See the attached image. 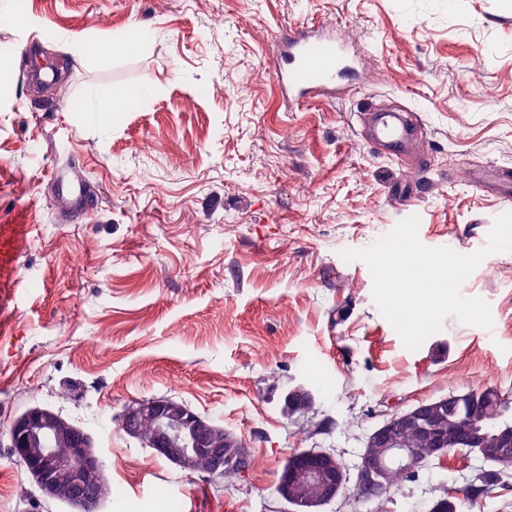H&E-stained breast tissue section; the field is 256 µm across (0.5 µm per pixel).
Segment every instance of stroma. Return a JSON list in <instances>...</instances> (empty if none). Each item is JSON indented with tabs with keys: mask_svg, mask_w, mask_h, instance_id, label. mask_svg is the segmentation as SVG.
Returning <instances> with one entry per match:
<instances>
[{
	"mask_svg": "<svg viewBox=\"0 0 512 512\" xmlns=\"http://www.w3.org/2000/svg\"><path fill=\"white\" fill-rule=\"evenodd\" d=\"M296 25L346 45L353 71L334 96L295 104L276 84L277 39ZM82 37L126 45L88 62ZM1 46L0 512H72L10 454L13 420L36 405L91 436L111 488L94 512H289L276 488L295 450L352 469L389 414L512 393V251L460 288L489 303L492 329L450 317L414 351L375 305L368 266L341 256L411 216L424 246L468 255L512 211L503 0H0ZM144 84L138 106L93 112L100 94ZM368 104L407 112L405 159L370 139ZM56 167L90 188L81 212L59 201ZM297 384L328 431L304 438L283 415ZM153 397L245 439L251 467L221 482L142 447L119 417ZM487 468L449 454L385 510L427 512Z\"/></svg>",
	"mask_w": 512,
	"mask_h": 512,
	"instance_id": "obj_1",
	"label": "stroma"
}]
</instances>
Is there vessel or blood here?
<instances>
[{
  "mask_svg": "<svg viewBox=\"0 0 512 512\" xmlns=\"http://www.w3.org/2000/svg\"><path fill=\"white\" fill-rule=\"evenodd\" d=\"M281 64L274 79L290 100L303 101L328 92L351 65L344 47L329 35L297 27L279 40Z\"/></svg>",
  "mask_w": 512,
  "mask_h": 512,
  "instance_id": "obj_1",
  "label": "vessel or blood"
}]
</instances>
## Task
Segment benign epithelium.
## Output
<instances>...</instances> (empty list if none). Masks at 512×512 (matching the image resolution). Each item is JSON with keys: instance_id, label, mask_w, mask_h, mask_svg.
Returning <instances> with one entry per match:
<instances>
[{"instance_id": "7a95c632", "label": "benign epithelium", "mask_w": 512, "mask_h": 512, "mask_svg": "<svg viewBox=\"0 0 512 512\" xmlns=\"http://www.w3.org/2000/svg\"><path fill=\"white\" fill-rule=\"evenodd\" d=\"M499 400V390L487 388L480 393L450 392L446 397L420 401L391 415L368 433L364 441L368 451L360 455L355 472H349L333 453L310 448L290 458L282 469L276 491L297 512H319L320 507L335 501L351 480L362 497L369 490L384 486L392 468L415 473L422 464L404 440V433L410 427L441 448H473L486 462L508 464L512 462L509 452L512 422L499 423L492 435L483 432L480 425L485 407ZM456 413L461 416V425L448 433L443 420ZM144 415L154 417L157 430L153 440L143 443V447L162 454L185 471L192 469L197 457L204 456L211 476L224 473V449L209 439L211 420L184 404L158 397L136 401L124 408L121 415L124 432L141 439L139 422ZM9 439L12 457L25 468L44 496L57 498L56 477L62 470L71 476L65 502L72 506L84 510L89 502H99L109 495L103 462L94 452L89 434L59 413L38 406L29 408L13 421ZM54 443L71 444L73 453L66 457L58 455L51 448ZM301 479L315 482L318 495L300 497L295 483Z\"/></svg>"}]
</instances>
